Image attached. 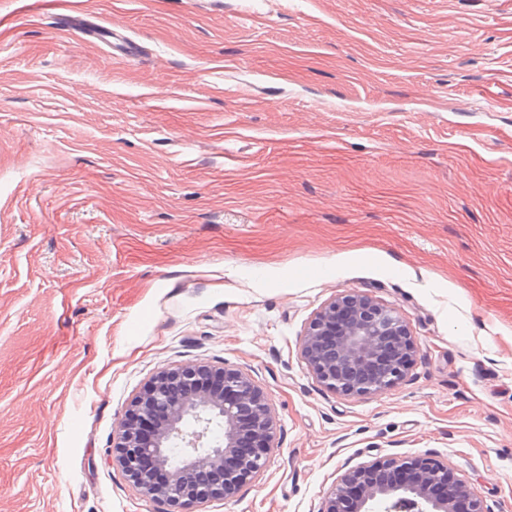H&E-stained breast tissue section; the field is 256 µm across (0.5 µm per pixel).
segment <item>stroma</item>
<instances>
[{"label":"stroma","mask_w":512,"mask_h":512,"mask_svg":"<svg viewBox=\"0 0 512 512\" xmlns=\"http://www.w3.org/2000/svg\"><path fill=\"white\" fill-rule=\"evenodd\" d=\"M348 290L418 346L375 395L300 352ZM185 363L280 429L199 512L421 454L512 512V0H0V512H159L112 436Z\"/></svg>","instance_id":"35a3bbf8"}]
</instances>
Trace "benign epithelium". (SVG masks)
I'll list each match as a JSON object with an SVG mask.
<instances>
[{
	"mask_svg": "<svg viewBox=\"0 0 512 512\" xmlns=\"http://www.w3.org/2000/svg\"><path fill=\"white\" fill-rule=\"evenodd\" d=\"M300 351L317 381L366 396L402 380L418 349L397 310L356 291L309 322ZM113 448L127 479L164 512H197L254 483L279 449L275 411L239 368L183 364L159 371L131 401ZM490 512L448 463L428 454L375 457L343 474L317 512Z\"/></svg>",
	"mask_w": 512,
	"mask_h": 512,
	"instance_id": "obj_1",
	"label": "benign epithelium"
}]
</instances>
